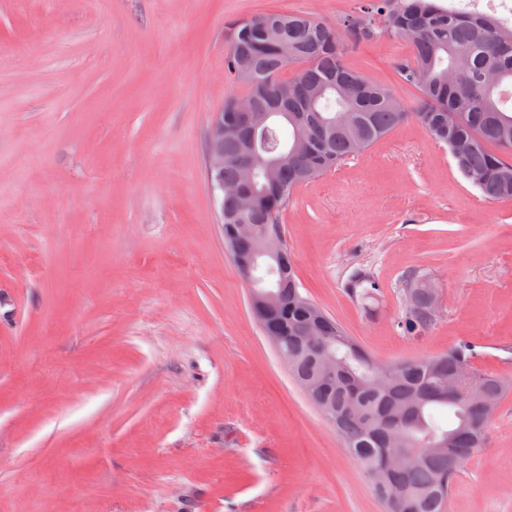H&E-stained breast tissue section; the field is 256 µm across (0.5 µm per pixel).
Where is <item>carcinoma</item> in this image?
Masks as SVG:
<instances>
[{"mask_svg": "<svg viewBox=\"0 0 512 512\" xmlns=\"http://www.w3.org/2000/svg\"><path fill=\"white\" fill-rule=\"evenodd\" d=\"M358 16L334 24L310 16L264 13L231 21L225 31L224 71L247 89L253 104L277 113L256 136L249 167L243 143L224 140V184L254 196L246 223L253 239L234 237V202L224 198V246L234 259L256 255L242 278L252 290L282 302L288 331L278 347L288 372L314 406L336 427L352 458L367 472L393 465L394 491L374 486L386 512H446L454 480L484 447L488 420L480 392L499 396L512 388L469 366L473 347L459 344L428 358L380 362L329 313L300 291L285 239L272 225L293 191L358 156L408 121L446 147L460 174L489 200L512 199V26L441 0H364ZM393 37L408 47L394 62L401 83L419 91L409 105L389 86L349 66L346 49L367 39ZM296 142L310 151L288 163L276 183L262 161ZM404 289L402 328H430L432 284L410 273ZM469 378L463 396L448 395V377Z\"/></svg>", "mask_w": 512, "mask_h": 512, "instance_id": "1", "label": "carcinoma"}]
</instances>
